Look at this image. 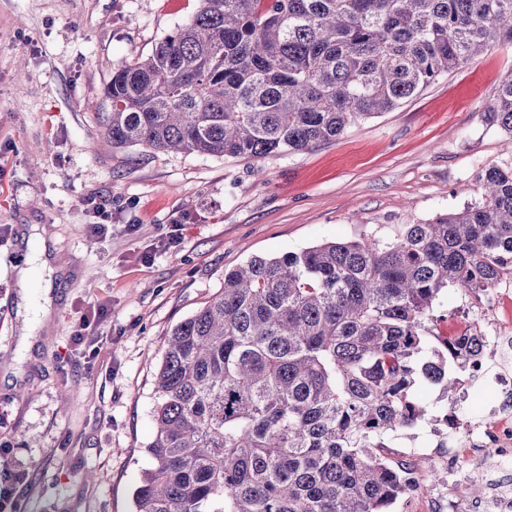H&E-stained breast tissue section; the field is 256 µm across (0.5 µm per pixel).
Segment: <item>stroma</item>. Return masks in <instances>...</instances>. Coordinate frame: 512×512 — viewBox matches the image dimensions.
I'll use <instances>...</instances> for the list:
<instances>
[{
    "instance_id": "stroma-1",
    "label": "stroma",
    "mask_w": 512,
    "mask_h": 512,
    "mask_svg": "<svg viewBox=\"0 0 512 512\" xmlns=\"http://www.w3.org/2000/svg\"><path fill=\"white\" fill-rule=\"evenodd\" d=\"M200 0H0V473L14 512H132L150 466L154 379L168 331L254 256L329 241L394 237L479 200L476 174L512 164V135L481 114L512 74V46L493 45L393 111L336 141L261 159L114 146L100 122L112 70L148 55ZM107 201V218L88 209ZM108 221L106 237L88 232ZM36 224L68 263L53 276L54 318L24 325L15 272L18 228ZM181 239L168 243L171 225ZM150 262H142V254ZM85 366L71 337L88 304ZM393 460L423 475L389 512H449L448 451L411 434Z\"/></svg>"
}]
</instances>
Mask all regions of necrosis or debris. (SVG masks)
Listing matches in <instances>:
<instances>
[{"mask_svg":"<svg viewBox=\"0 0 512 512\" xmlns=\"http://www.w3.org/2000/svg\"><path fill=\"white\" fill-rule=\"evenodd\" d=\"M480 328L482 346L461 380L456 403L445 410L449 444L464 443L455 459L486 464L498 470L512 468V316L484 322L482 312L455 332L463 337ZM489 394L485 418L473 421L466 415L471 392Z\"/></svg>","mask_w":512,"mask_h":512,"instance_id":"necrosis-or-debris-1","label":"necrosis or debris"}]
</instances>
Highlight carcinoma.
I'll use <instances>...</instances> for the list:
<instances>
[{
    "label": "carcinoma",
    "mask_w": 512,
    "mask_h": 512,
    "mask_svg": "<svg viewBox=\"0 0 512 512\" xmlns=\"http://www.w3.org/2000/svg\"><path fill=\"white\" fill-rule=\"evenodd\" d=\"M495 43L512 0H201L112 71V144L232 159L300 152L388 112ZM512 135V74L482 113ZM479 202L389 240L250 258L171 328L135 512H387L410 488L379 453L426 419L415 387L456 389L433 350L448 288L512 276V166Z\"/></svg>",
    "instance_id": "cac0c4a2"
}]
</instances>
